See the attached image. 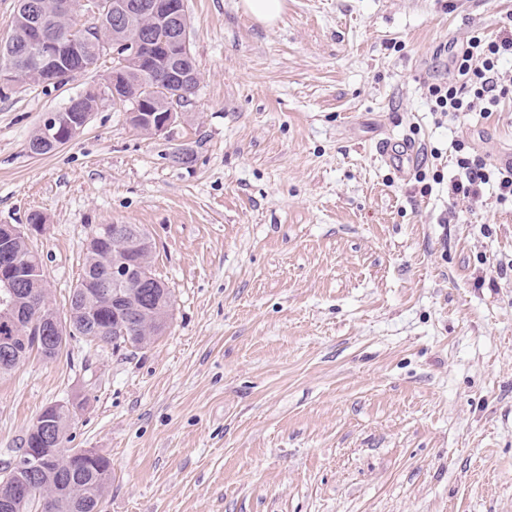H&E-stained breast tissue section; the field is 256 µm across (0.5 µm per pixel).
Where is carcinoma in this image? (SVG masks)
<instances>
[{
	"instance_id": "obj_1",
	"label": "carcinoma",
	"mask_w": 512,
	"mask_h": 512,
	"mask_svg": "<svg viewBox=\"0 0 512 512\" xmlns=\"http://www.w3.org/2000/svg\"><path fill=\"white\" fill-rule=\"evenodd\" d=\"M40 2L43 29L51 36L63 35L54 0ZM125 26L154 36L172 34L169 27L154 25L140 6L127 15ZM25 27L24 14L16 13L12 34L0 42V56H11L12 66L21 75L30 70L19 37ZM118 258L137 262L144 274L140 287L118 294L102 286ZM14 285L20 317L10 323L0 321V339L11 340L13 346L10 358L0 356L1 376L18 369L34 352L52 360L69 341L78 338L116 350L144 349L165 333L173 318L174 298L155 273L153 245L148 243L130 251L110 237L87 243L83 273L71 289L69 309L63 317L47 303L46 289L37 287L32 279L16 277ZM74 423L70 409H60L51 415L47 431L27 430L14 460L0 468V512H98L112 488V462L99 453L88 460L66 447ZM29 448L50 455V462L40 469L24 468L21 459ZM22 481L36 485L34 499L17 493Z\"/></svg>"
}]
</instances>
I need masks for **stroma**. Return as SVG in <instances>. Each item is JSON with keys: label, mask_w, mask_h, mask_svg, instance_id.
<instances>
[{"label": "stroma", "mask_w": 512, "mask_h": 512, "mask_svg": "<svg viewBox=\"0 0 512 512\" xmlns=\"http://www.w3.org/2000/svg\"><path fill=\"white\" fill-rule=\"evenodd\" d=\"M201 76L146 136L100 97L70 143L29 139L112 69L0 91V225L25 226L65 311L100 224L156 244L173 319L147 348L70 342L0 378V464L49 404L84 398L70 445L112 462L103 512H512V204L419 192L376 145L512 158V98L436 124L446 44L502 36L512 0H187ZM193 160L173 163L175 149ZM242 7L255 21L271 27L281 18L284 0H243Z\"/></svg>", "instance_id": "obj_1"}]
</instances>
